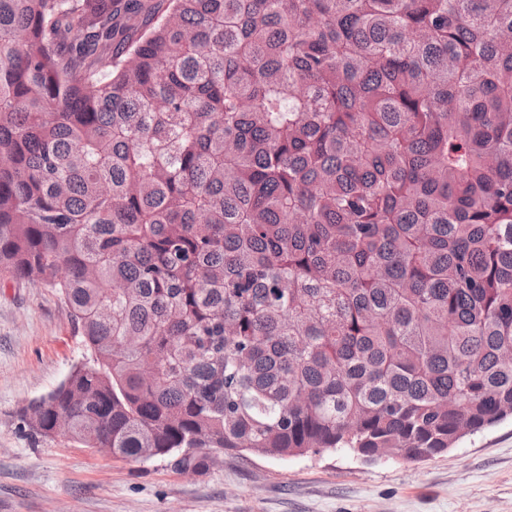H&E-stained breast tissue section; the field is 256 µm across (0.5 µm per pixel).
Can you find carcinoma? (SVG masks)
<instances>
[{
  "instance_id": "obj_1",
  "label": "carcinoma",
  "mask_w": 512,
  "mask_h": 512,
  "mask_svg": "<svg viewBox=\"0 0 512 512\" xmlns=\"http://www.w3.org/2000/svg\"><path fill=\"white\" fill-rule=\"evenodd\" d=\"M0 0V272L93 360L26 435L206 471L512 417V0Z\"/></svg>"
}]
</instances>
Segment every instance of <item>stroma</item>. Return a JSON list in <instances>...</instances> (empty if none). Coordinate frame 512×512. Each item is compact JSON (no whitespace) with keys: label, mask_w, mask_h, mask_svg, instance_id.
I'll return each mask as SVG.
<instances>
[{"label":"stroma","mask_w":512,"mask_h":512,"mask_svg":"<svg viewBox=\"0 0 512 512\" xmlns=\"http://www.w3.org/2000/svg\"><path fill=\"white\" fill-rule=\"evenodd\" d=\"M87 355L54 289L0 274V512H512V419L422 462L227 451L194 474L30 440L24 408Z\"/></svg>","instance_id":"obj_1"}]
</instances>
